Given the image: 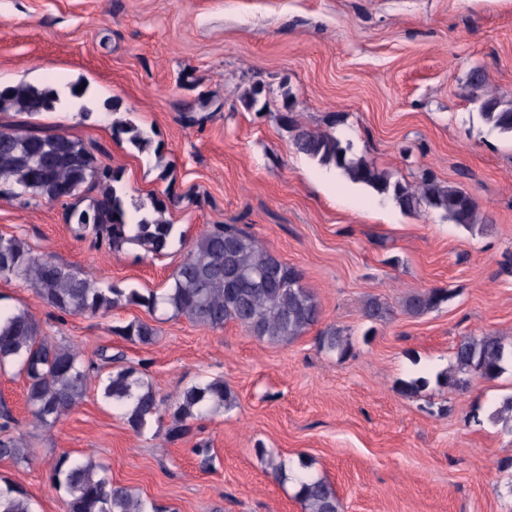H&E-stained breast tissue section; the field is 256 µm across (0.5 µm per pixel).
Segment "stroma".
<instances>
[{"label": "stroma", "mask_w": 512, "mask_h": 512, "mask_svg": "<svg viewBox=\"0 0 512 512\" xmlns=\"http://www.w3.org/2000/svg\"><path fill=\"white\" fill-rule=\"evenodd\" d=\"M476 69L486 91L512 98V0H0V87L49 85L62 99L55 111L2 113L0 123L30 121L94 146L121 170L127 203L174 186L171 223L192 238L216 224L243 228L302 271L321 309L302 336L270 344L232 322L214 330L138 305L67 315L0 277L1 308H28L98 372L49 431L27 412L24 379L0 374V402L30 452L24 465L0 459V488L22 490L34 512H66L50 476L67 452L103 462L161 512H302L261 444L290 462L312 459L340 512H512V430L491 418L512 397V370L470 377L463 389L436 380L462 337H512V137L486 121ZM257 82L269 104L245 109L239 96ZM79 84L103 107L88 120L70 95ZM286 90L300 124L350 141L394 177L429 173L467 191L478 225L428 208L404 213L296 153L277 120ZM116 118L148 130L160 153L115 141ZM67 207L1 193L0 235L99 282L166 288L182 250L108 251L74 238ZM429 288L456 295L426 315L406 313L404 296ZM371 297L391 307L386 321L363 317ZM134 320L154 324L153 344L117 334ZM329 327L349 339L346 356L320 348ZM109 355L168 404L143 433L101 399ZM417 376L429 385L402 394L400 381ZM205 377L223 378L232 407L167 439L170 404Z\"/></svg>", "instance_id": "obj_1"}]
</instances>
